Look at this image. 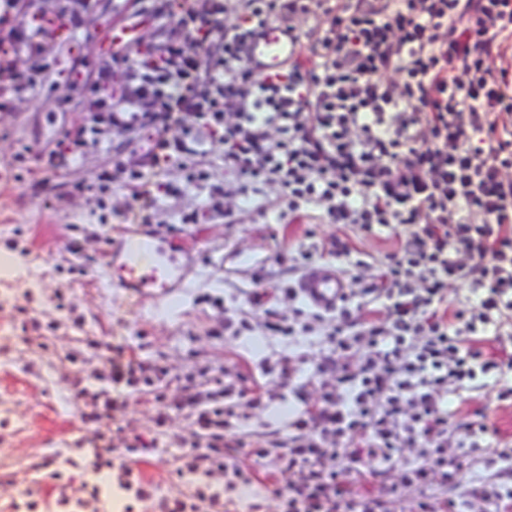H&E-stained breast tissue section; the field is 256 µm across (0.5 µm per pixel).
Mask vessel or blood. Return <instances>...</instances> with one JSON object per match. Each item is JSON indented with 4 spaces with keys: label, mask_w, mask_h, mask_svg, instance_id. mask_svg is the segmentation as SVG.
Instances as JSON below:
<instances>
[{
    "label": "vessel or blood",
    "mask_w": 512,
    "mask_h": 512,
    "mask_svg": "<svg viewBox=\"0 0 512 512\" xmlns=\"http://www.w3.org/2000/svg\"><path fill=\"white\" fill-rule=\"evenodd\" d=\"M297 49L294 40L280 27L267 26L255 35L249 45V63L260 71L275 74ZM117 261L110 263L106 280L113 288H129L138 295L162 296L169 288L178 267L180 248L173 241H164L139 232L113 242ZM346 282L330 265L310 269L300 280L302 298L312 306L330 311L341 299Z\"/></svg>",
    "instance_id": "b4317fda"
}]
</instances>
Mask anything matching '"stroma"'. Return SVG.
Instances as JSON below:
<instances>
[{"instance_id": "1", "label": "stroma", "mask_w": 512, "mask_h": 512, "mask_svg": "<svg viewBox=\"0 0 512 512\" xmlns=\"http://www.w3.org/2000/svg\"><path fill=\"white\" fill-rule=\"evenodd\" d=\"M110 20L126 26L141 44L164 38L161 24L117 10L114 0H99L97 9L85 15L86 35L78 40L79 55L88 64L98 61L103 50L98 35ZM70 94L61 81L0 112V164L14 161L17 148H29L24 183L0 176V255H10L18 265L16 275L0 276V503L33 480L28 465L34 456L57 453L75 460L80 451L72 447L73 437L94 438L95 425L82 422L69 391L76 375L94 390L109 372L106 353L91 348V341L132 348L142 360L166 367L173 378L197 379L237 366L274 396L267 407L240 408L244 429L260 437L272 433L296 404L294 397H282L277 372H261L260 363L273 365L287 354L297 360L321 355L309 337L291 341L270 335L253 316L238 335H231L224 329V307L244 305L253 288L276 287V306L290 313L284 289L297 274L276 264V253L308 247L307 228H314L315 238L329 240L337 226L322 223L315 209L294 223L279 222L280 190L275 186L262 191L265 211L240 201L238 179L225 170L224 145L218 139L146 170L138 205L132 204L124 182L104 177L136 148L125 128H111L102 143L83 148L71 169L43 171L38 152L48 145L69 149L66 131L91 108L83 100L77 111H57L58 99ZM191 165L207 167L210 183L186 185L184 169ZM214 183L221 188L216 210L208 207ZM186 214L198 215V223H183ZM128 224H146L184 240L190 253L181 259L182 286L159 299L106 287L111 240ZM61 293L70 310L58 309ZM16 305L49 327L47 348L15 336ZM77 318L82 321L78 327L73 324ZM73 353L83 356V366L70 362Z\"/></svg>"}]
</instances>
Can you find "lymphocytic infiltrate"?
Wrapping results in <instances>:
<instances>
[{
    "label": "lymphocytic infiltrate",
    "instance_id": "f902f5d3",
    "mask_svg": "<svg viewBox=\"0 0 512 512\" xmlns=\"http://www.w3.org/2000/svg\"><path fill=\"white\" fill-rule=\"evenodd\" d=\"M96 3L56 0L48 11L38 0H0V16L12 19L0 32V109L38 96L59 74L95 105L72 132L73 151L46 152L48 171L71 167L75 149L106 124L147 136L125 171L135 186L147 162L219 135L242 198L274 185L281 219L317 207L342 226L322 249L293 256L295 271L313 267L321 250L357 265L358 236L391 248L380 281L347 289L330 312L301 302L295 288L286 318L271 304L275 289L249 294L269 332L318 327L328 349L301 384L288 358L279 360L297 401L282 435L262 441L241 431L238 398L259 406L264 396L239 374L210 377L207 390L184 380L172 400L165 368L121 349L109 359L107 388L93 393L78 381L71 398L86 421L104 425L129 397L146 395L155 408L148 432L121 448L102 432L80 460L31 462L39 486L0 512H45L51 501L59 512H85L101 494L89 478L105 470L127 496L123 512H390L406 496L411 512H468L475 500L512 512V439L483 407L449 406L486 388L512 401V0H151L146 12L166 21L165 41L134 56L115 47L93 69L60 71L56 26L80 31ZM301 16L312 18L309 29L298 27ZM264 23L298 43L275 76L247 60ZM22 57L37 68L18 67ZM174 126L178 136L167 138ZM453 282L467 295L449 299ZM115 385L124 394L113 395ZM175 410L195 440L174 443ZM175 446L174 473L194 484L171 494L148 468ZM408 448L414 458L404 457ZM216 474L224 491L207 482ZM465 474L468 491L449 495V482ZM255 486L261 495L236 498Z\"/></svg>",
    "mask_w": 512,
    "mask_h": 512
}]
</instances>
